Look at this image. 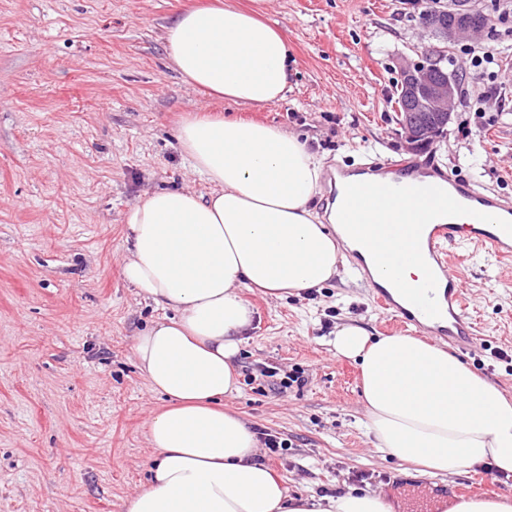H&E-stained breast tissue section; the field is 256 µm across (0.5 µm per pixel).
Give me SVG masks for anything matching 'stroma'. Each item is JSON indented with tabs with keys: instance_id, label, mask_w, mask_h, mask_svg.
I'll return each instance as SVG.
<instances>
[{
	"instance_id": "35a3bbf8",
	"label": "stroma",
	"mask_w": 512,
	"mask_h": 512,
	"mask_svg": "<svg viewBox=\"0 0 512 512\" xmlns=\"http://www.w3.org/2000/svg\"><path fill=\"white\" fill-rule=\"evenodd\" d=\"M201 2L0 0V512H124L145 485L160 400L132 345L164 311L121 275L125 215L147 191L210 193L179 146L185 119L273 124L328 167L415 162L512 199V57L484 77L469 57L512 44V28L449 49L462 96L447 135L413 151L391 104L396 63L437 42L411 0H267L290 79L286 99L263 106L203 94L170 66L163 29ZM449 262L479 332L460 358L512 398V259L458 248ZM243 296L252 323L234 358L239 389L224 405L282 441L258 458L289 495L358 488L407 512L393 484L451 500L474 480L471 470L433 478L375 447L359 371L332 341L344 324L391 330L349 264L309 294ZM292 370L305 385L281 388L279 374Z\"/></svg>"
}]
</instances>
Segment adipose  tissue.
<instances>
[{
	"label": "adipose tissue",
	"instance_id": "ef3b65f1",
	"mask_svg": "<svg viewBox=\"0 0 512 512\" xmlns=\"http://www.w3.org/2000/svg\"><path fill=\"white\" fill-rule=\"evenodd\" d=\"M228 0L180 14L163 33L167 59L194 89L239 105L288 93V43ZM179 144L209 195L188 187L145 193L128 210L124 279L172 317L133 339L149 390L155 450L146 487L126 512H393L381 495L289 496L258 461L256 432L224 396L238 389L233 358L252 320L246 288L284 298L337 273L340 242L375 265L379 241L362 217L326 226L310 203L323 162L276 125L192 117ZM338 356L358 361L375 445L432 476L490 466L512 476V400L440 344L412 336L371 338L337 329Z\"/></svg>",
	"mask_w": 512,
	"mask_h": 512
}]
</instances>
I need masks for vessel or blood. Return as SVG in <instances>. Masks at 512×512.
<instances>
[{
	"mask_svg": "<svg viewBox=\"0 0 512 512\" xmlns=\"http://www.w3.org/2000/svg\"><path fill=\"white\" fill-rule=\"evenodd\" d=\"M368 178L358 185L360 197L374 202L378 236L385 246L379 263L389 272L390 285L400 282L407 250H414L428 271L419 290L400 304L389 288H378L377 301L401 326L430 334L455 348L470 350L476 326L467 304L463 278L448 263L451 248L474 246L496 257H512V201L449 174L422 178L410 166L388 179Z\"/></svg>",
	"mask_w": 512,
	"mask_h": 512,
	"instance_id": "b4317fda",
	"label": "vessel or blood"
}]
</instances>
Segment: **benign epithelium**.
<instances>
[{"mask_svg": "<svg viewBox=\"0 0 512 512\" xmlns=\"http://www.w3.org/2000/svg\"><path fill=\"white\" fill-rule=\"evenodd\" d=\"M422 27L450 48L482 35L489 21L477 0H453L447 21L430 17ZM427 58L428 54L421 52L415 59L405 57L398 63L396 92L405 100V111L396 112L395 121L412 149L427 148L446 133L461 96L456 78L438 73Z\"/></svg>", "mask_w": 512, "mask_h": 512, "instance_id": "7a95c632", "label": "benign epithelium"}]
</instances>
